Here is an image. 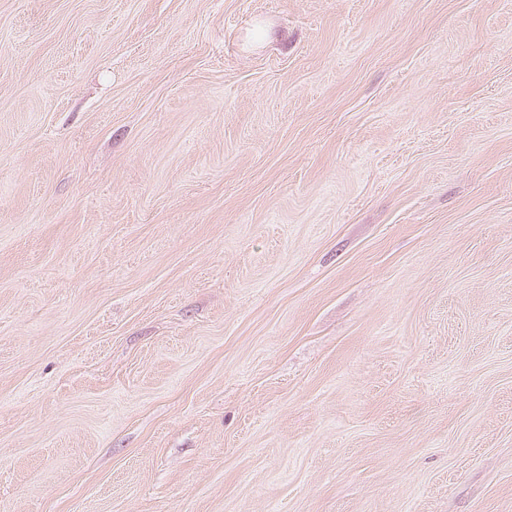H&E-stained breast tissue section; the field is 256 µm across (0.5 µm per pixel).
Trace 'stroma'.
I'll use <instances>...</instances> for the list:
<instances>
[{
    "mask_svg": "<svg viewBox=\"0 0 512 512\" xmlns=\"http://www.w3.org/2000/svg\"><path fill=\"white\" fill-rule=\"evenodd\" d=\"M0 512H512V0H0Z\"/></svg>",
    "mask_w": 512,
    "mask_h": 512,
    "instance_id": "stroma-1",
    "label": "stroma"
}]
</instances>
